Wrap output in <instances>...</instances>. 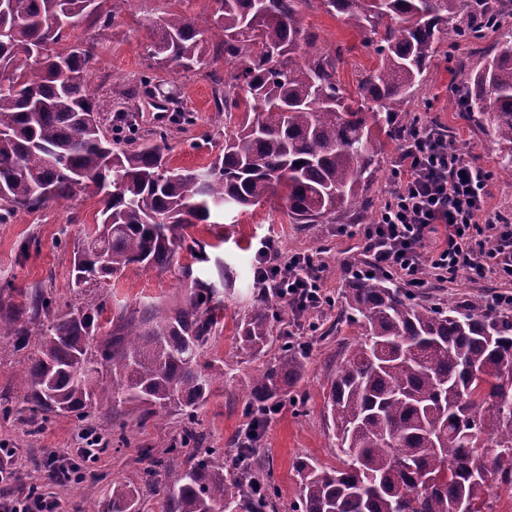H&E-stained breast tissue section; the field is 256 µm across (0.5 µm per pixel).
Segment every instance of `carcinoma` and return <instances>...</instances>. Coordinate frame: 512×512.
<instances>
[{"instance_id": "cac0c4a2", "label": "carcinoma", "mask_w": 512, "mask_h": 512, "mask_svg": "<svg viewBox=\"0 0 512 512\" xmlns=\"http://www.w3.org/2000/svg\"><path fill=\"white\" fill-rule=\"evenodd\" d=\"M124 2L17 0L0 9V223L94 185L100 218L74 251L71 288L80 293L132 266L166 269L187 227L273 197L293 224L349 211L373 219L366 186L387 145L415 132L418 121L395 116L419 91L441 36L475 38L512 18L503 0H323L379 57L350 99L336 80L341 52L321 50L302 25L308 0H213L205 28L165 11L149 25L154 65L192 71L209 64L211 51L241 64L215 92L228 130L222 154L204 168L170 171L156 142L165 134L118 148L103 131L89 86L95 43L59 47L89 22L114 19ZM460 70L465 113L499 146L500 170L512 177V35ZM193 282L174 313L124 318L99 341L101 306L59 304L37 289L0 312V338L21 347L37 336L21 386L27 411L43 421L105 405H127L142 422L173 404L188 412L180 445L140 474L151 486L157 468L178 471L164 512H279L278 488L252 449L208 448L183 460L225 377L201 360L213 289ZM344 311L360 339L346 346L327 395L338 463L297 462L301 492L291 512H456L461 503L493 512L492 486L512 489V306L448 304L372 275L349 282ZM42 316L47 325L35 333ZM287 318L288 307L266 294L241 319L240 339L261 352L274 342V322ZM304 357L283 339L250 381L253 416L295 387ZM137 498L114 482L107 512H136Z\"/></svg>"}]
</instances>
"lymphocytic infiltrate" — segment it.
Wrapping results in <instances>:
<instances>
[{"mask_svg":"<svg viewBox=\"0 0 512 512\" xmlns=\"http://www.w3.org/2000/svg\"><path fill=\"white\" fill-rule=\"evenodd\" d=\"M490 175L450 147L433 125L402 149L398 181L375 220L356 233L368 271L423 287L428 278L453 280L461 271L512 285V220L488 213ZM443 241L434 250L426 242ZM256 279L288 302L297 317L321 313L329 302L311 255L284 257L263 246Z\"/></svg>","mask_w":512,"mask_h":512,"instance_id":"obj_1","label":"lymphocytic infiltrate"}]
</instances>
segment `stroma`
I'll return each instance as SVG.
<instances>
[{"label":"stroma","mask_w":512,"mask_h":512,"mask_svg":"<svg viewBox=\"0 0 512 512\" xmlns=\"http://www.w3.org/2000/svg\"><path fill=\"white\" fill-rule=\"evenodd\" d=\"M167 10L186 14L202 28L212 19L211 0H125L110 27L91 26L72 33L67 41L97 42V61L89 82L103 106L104 126L121 123L135 137L166 132L164 154L170 167L197 169L207 166L223 148L224 115L215 109L210 71L149 70L147 26ZM302 25L317 36L320 48H343L338 81L345 96H356L362 76L378 63L373 49L364 47L362 35L343 17L328 12L323 0H310L303 10ZM499 38V33L491 30L477 38L444 36L423 85L400 118L406 122L415 116L431 117L447 127L449 143L491 175L489 212L512 216V180L499 171L498 147L485 141L476 123L463 116L459 94L464 82L460 61L479 63ZM148 72L154 80L145 88L140 79ZM171 90L177 94L180 109L191 117V124L181 126L170 118L155 120L158 102ZM99 209L98 198L89 187L39 210L19 211L11 221L0 224V304L21 301L23 289L40 288L61 302L90 308L104 304L102 320L116 322L145 309L175 306L189 294L192 278L210 283L216 291L218 309L203 359L227 371L228 378L211 396L201 416L203 439L199 447L204 449H233V441L247 421L250 380L277 352L273 346L260 353L250 351L236 332L238 322L262 295L255 278L259 249L270 239L282 254L306 253L323 266L330 305L304 329H295L289 320L275 325L278 336L298 330L307 358L301 381L290 390L253 453L256 465L269 471L278 486L281 504L291 503L299 493L297 461L311 459L323 466L336 463V440L328 427L324 404L340 352L353 339L352 329L340 323L339 315L345 304L343 292L351 279L347 266L366 261L359 238L341 232L336 223H290L279 200L271 199L228 212L223 223L188 227L186 238L201 243V250H177L166 270L131 267L101 287L77 294L70 287L74 249L95 224ZM188 267L193 270L189 276L184 273ZM501 290L496 282L462 271L452 281L437 283L432 294L457 303L476 295L490 299ZM33 352L30 346L17 349L0 345V407L12 410L9 417L0 416V443L14 448L18 458L9 491L20 495L36 484L59 499L62 512H104L112 484L119 481L138 488L139 512H161L160 491L174 482L176 472L158 469L150 489L141 487L139 474L149 455H161L163 446L180 441L185 428L181 411L170 407L142 426L132 415L125 423H118L106 406L84 419L71 416L54 417L42 424L30 422L22 413L24 393L18 381ZM87 428L94 429L105 446L101 462L94 466V476L63 486L49 481L45 467L49 455L79 447L80 434Z\"/></svg>","instance_id":"35a3bbf8"}]
</instances>
